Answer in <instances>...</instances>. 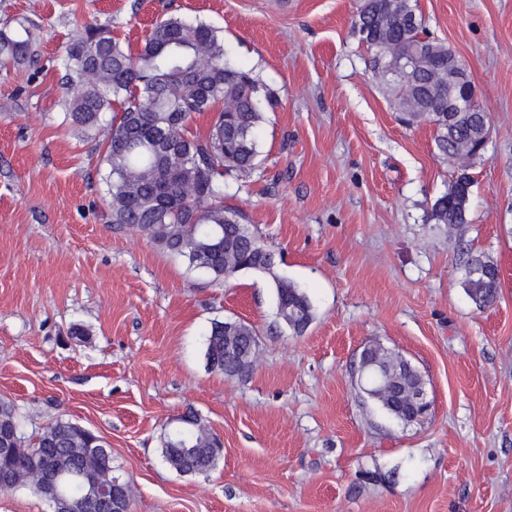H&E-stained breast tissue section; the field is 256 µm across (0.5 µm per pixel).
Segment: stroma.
<instances>
[{
  "instance_id": "35a3bbf8",
  "label": "stroma",
  "mask_w": 512,
  "mask_h": 512,
  "mask_svg": "<svg viewBox=\"0 0 512 512\" xmlns=\"http://www.w3.org/2000/svg\"><path fill=\"white\" fill-rule=\"evenodd\" d=\"M360 0H0L33 55L0 74V399L26 435L68 419L101 436L130 512H512V0H418L490 118L467 223L432 205L460 160L406 126L354 27ZM200 20L280 100L258 129L262 166L224 201L280 255L274 274L212 282L144 233L109 223L111 117L82 130L54 62L104 27L132 50L153 22ZM497 263L495 303L463 288L465 250ZM315 318L277 317L274 278ZM252 325L248 376L211 369L206 332ZM399 353L426 382L402 424L358 385L362 350ZM196 416L224 443L204 474L164 461ZM455 203V198L449 197L448 193L437 198L434 204L432 205V217L433 220L437 221L441 224H464L467 223V214H468V205L465 208V211L461 213L459 216L448 215V207Z\"/></svg>"
}]
</instances>
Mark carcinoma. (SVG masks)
I'll return each instance as SVG.
<instances>
[{
	"instance_id": "1",
	"label": "carcinoma",
	"mask_w": 512,
	"mask_h": 512,
	"mask_svg": "<svg viewBox=\"0 0 512 512\" xmlns=\"http://www.w3.org/2000/svg\"><path fill=\"white\" fill-rule=\"evenodd\" d=\"M418 10L417 0H361L358 33L384 12L392 13L385 38L400 51L430 53L438 62L448 59V46L427 32L424 23L409 26L405 13ZM32 55V42L20 31L0 29V71L24 63ZM63 79L78 88L69 103L71 121L92 128L109 104L118 106L103 161L109 218L113 224H138L161 250L183 257L190 267L224 283L236 275L225 268L224 258L238 261L245 270L273 273L274 257L234 209L224 205L225 179L250 178L259 170L257 128L264 112L274 110L278 98L252 72L227 58L224 41L204 22L170 16L156 21L144 47L134 52L104 28H91L73 43L59 62ZM420 111L404 114L413 124L428 117L435 130L434 143L444 156L451 154L448 140V102L432 89L426 70L412 75ZM222 105L206 134L191 131L194 115ZM433 220L467 223V213L448 214V195L432 205ZM480 267L484 275L472 270ZM463 287L473 301L493 304L500 288L499 267L490 258L467 253ZM280 319L293 323L303 334L313 321L307 294L295 285L275 288ZM206 357L212 369L224 372V322L214 321L206 339ZM258 345L256 330L237 322L234 344L235 376L249 374L251 350ZM14 432L12 444L23 447L13 465L39 463L55 453L59 489L71 506L82 504L89 482L99 471L86 465L96 456L101 466L112 467L111 450L71 420L58 419L32 439L24 436L14 406L0 400V426ZM221 439L198 426L176 435L168 433L163 457L181 474L211 468Z\"/></svg>"
}]
</instances>
